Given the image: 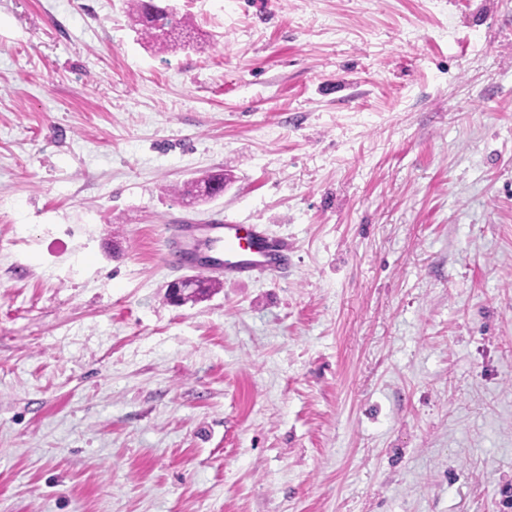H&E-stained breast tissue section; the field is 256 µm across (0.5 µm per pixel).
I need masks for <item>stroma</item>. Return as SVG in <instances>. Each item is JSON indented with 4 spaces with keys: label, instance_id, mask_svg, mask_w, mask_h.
Returning a JSON list of instances; mask_svg holds the SVG:
<instances>
[{
    "label": "stroma",
    "instance_id": "35a3bbf8",
    "mask_svg": "<svg viewBox=\"0 0 512 512\" xmlns=\"http://www.w3.org/2000/svg\"><path fill=\"white\" fill-rule=\"evenodd\" d=\"M168 3L0 0V512H512V0ZM147 0H135V9L133 10L135 26L141 35L146 36L151 42L157 45H167L171 34L180 27H186L183 17L177 12L169 14L164 10H156L149 14L147 11ZM160 32H166L165 36H160ZM224 171L211 172L198 180H192L183 185L179 190V194L184 198H210L213 196L212 186L215 194L224 192ZM202 184L204 186H202ZM175 238L174 248L165 260L185 271L213 268L193 249L200 235L224 254V278L242 280L262 275L274 276L288 267L292 244L287 238L270 234L261 224H168Z\"/></svg>",
    "mask_w": 512,
    "mask_h": 512
}]
</instances>
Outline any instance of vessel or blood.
<instances>
[{
	"instance_id": "b4317fda",
	"label": "vessel or blood",
	"mask_w": 512,
	"mask_h": 512,
	"mask_svg": "<svg viewBox=\"0 0 512 512\" xmlns=\"http://www.w3.org/2000/svg\"><path fill=\"white\" fill-rule=\"evenodd\" d=\"M171 231L175 246L166 256L168 263L187 271L208 269V262L193 248L202 236L223 253V272L229 280L276 275L287 268L292 250L288 239L270 234L260 224H175Z\"/></svg>"
}]
</instances>
